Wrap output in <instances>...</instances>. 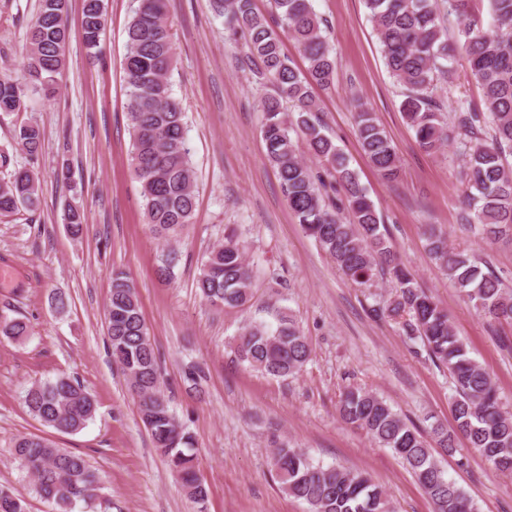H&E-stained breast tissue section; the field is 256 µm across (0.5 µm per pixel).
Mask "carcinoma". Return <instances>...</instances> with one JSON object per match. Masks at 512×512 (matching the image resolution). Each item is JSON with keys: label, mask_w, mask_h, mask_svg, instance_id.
<instances>
[{"label": "carcinoma", "mask_w": 512, "mask_h": 512, "mask_svg": "<svg viewBox=\"0 0 512 512\" xmlns=\"http://www.w3.org/2000/svg\"><path fill=\"white\" fill-rule=\"evenodd\" d=\"M279 22L276 31L253 9L252 0H219L228 37L242 39L248 58L260 64L259 79L272 92L261 103V132L267 157L276 168L288 206L303 230L320 244L336 266L357 285L371 286L387 275L395 296L381 308L392 317L408 315L405 331L426 348L432 362L443 366L454 385L452 411L457 429L472 448L497 471L512 474V414L505 411L496 384L455 335L448 314L416 285L412 273L397 262L385 235L381 215L349 167L340 148L323 131L320 107L312 87L328 89L336 61L312 0H269ZM469 0H364L368 18L390 75L403 86L400 112L420 146L437 151L459 140L465 157L464 220L490 242L512 239V0H489L493 32L468 20ZM67 0H39L28 31L25 82L0 77V112L25 108L28 91L54 96L64 69L68 30ZM464 20V41L448 44L441 14ZM82 32L86 45L98 46L104 32L102 0H83ZM299 47L306 69L294 66L283 50L281 34ZM462 55L480 86L483 108L462 102L452 108L454 121L436 101L438 80L452 82L454 63ZM175 62L166 0H138L126 28L124 71L127 116L131 129L130 161L140 183L144 223L158 240H180L195 217V189L186 146V115L171 93ZM358 138L370 165L383 177L399 174L400 160L373 114L360 110ZM326 166L344 200L334 201L321 176L297 153L295 137ZM13 141L35 161L41 132L35 123L14 129ZM40 183L27 168L0 179V217L39 203ZM68 233L80 239L84 217L74 208L64 214ZM430 255L474 307L492 320L512 321V294L487 262L451 249L442 236L430 232ZM201 297L213 308H239L253 298V270L246 263L237 230H225L224 241L204 255L196 280ZM107 335L113 360L120 367L140 419L155 446L167 458L186 494L206 512L208 489L197 472L192 433L178 421L161 388V374L135 287L122 271H112L106 306ZM276 326L263 322L245 326L235 340V354L252 370L273 378L297 375L311 350L288 314L276 310ZM0 335L24 340L31 325L20 317L0 315ZM27 411L41 425L73 433L92 421L94 396L67 376L38 381L23 395ZM341 419L389 448L406 465L434 505V512H474L466 494L437 464L420 430L408 424L382 397L358 387L340 397ZM14 455L32 482V489L53 506V512H74L102 490L97 473L80 455L56 447L37 434L22 436ZM274 466L282 490L308 505V512H395L388 493L370 476L338 466L311 462L285 445L275 449ZM0 512H28L26 499L0 485Z\"/></svg>", "instance_id": "cac0c4a2"}]
</instances>
